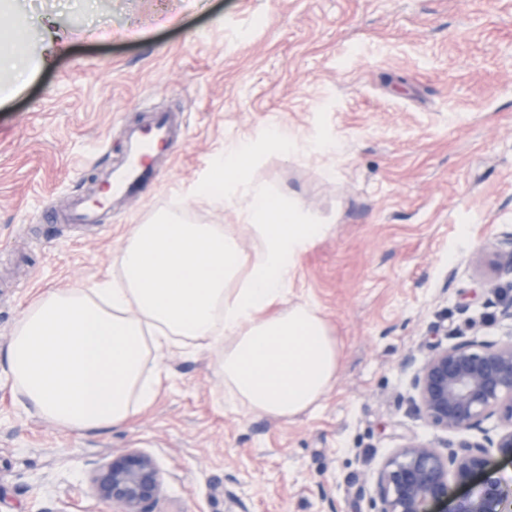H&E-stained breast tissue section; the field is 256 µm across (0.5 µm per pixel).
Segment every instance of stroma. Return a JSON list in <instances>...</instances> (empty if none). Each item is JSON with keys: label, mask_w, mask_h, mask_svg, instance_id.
I'll return each mask as SVG.
<instances>
[{"label": "stroma", "mask_w": 512, "mask_h": 512, "mask_svg": "<svg viewBox=\"0 0 512 512\" xmlns=\"http://www.w3.org/2000/svg\"><path fill=\"white\" fill-rule=\"evenodd\" d=\"M10 2L29 69L0 73V350L37 294L118 276L135 225L172 210L244 224L245 200L196 196L250 141L249 181L330 227L280 306L311 303L340 365L314 409L281 420L233 401L212 351L176 350L134 423L77 433L22 405L0 361V512H113L87 473L129 448L161 470L153 512H379L360 486L405 437L454 440L416 412L404 356L473 318L501 335L471 258L512 228V0ZM147 109L186 127L159 182L101 229L40 223ZM272 127L290 152L265 144Z\"/></svg>", "instance_id": "1"}]
</instances>
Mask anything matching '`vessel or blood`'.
I'll list each match as a JSON object with an SVG mask.
<instances>
[{
	"label": "vessel or blood",
	"mask_w": 512,
	"mask_h": 512,
	"mask_svg": "<svg viewBox=\"0 0 512 512\" xmlns=\"http://www.w3.org/2000/svg\"><path fill=\"white\" fill-rule=\"evenodd\" d=\"M181 129L175 116L169 112H152L143 126L126 131L123 158L104 175L105 185L111 188V197L103 205H94L89 198L72 199L61 213L45 211L40 220L45 224H96L105 210H122L128 203L141 197L144 188L157 179L153 163L155 153L167 150Z\"/></svg>",
	"instance_id": "obj_1"
}]
</instances>
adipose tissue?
Wrapping results in <instances>:
<instances>
[{
    "label": "adipose tissue",
    "instance_id": "obj_1",
    "mask_svg": "<svg viewBox=\"0 0 512 512\" xmlns=\"http://www.w3.org/2000/svg\"><path fill=\"white\" fill-rule=\"evenodd\" d=\"M251 153L248 142L229 150L199 196L244 191L256 253L240 252L221 224L161 216L136 225L118 278L49 290L24 309L0 356L25 406L65 431L129 425L158 395L165 352L193 342L218 350L217 370L242 405L284 419L318 405L336 381L338 340L313 305L274 306L330 227L249 188Z\"/></svg>",
    "mask_w": 512,
    "mask_h": 512
}]
</instances>
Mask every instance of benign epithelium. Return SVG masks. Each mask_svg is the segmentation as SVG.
<instances>
[{
  "instance_id": "1",
  "label": "benign epithelium",
  "mask_w": 512,
  "mask_h": 512,
  "mask_svg": "<svg viewBox=\"0 0 512 512\" xmlns=\"http://www.w3.org/2000/svg\"><path fill=\"white\" fill-rule=\"evenodd\" d=\"M489 288L512 279V231L503 232L473 259ZM498 322L506 339L490 341L480 329L457 342L437 344L422 358L402 361L414 407L431 427L461 439L443 449L409 437L373 482L380 512H430L445 502L449 512H497L503 503L489 459L512 461V301L501 304ZM94 495L119 512H152L162 492L156 461L132 448L96 466Z\"/></svg>"
}]
</instances>
